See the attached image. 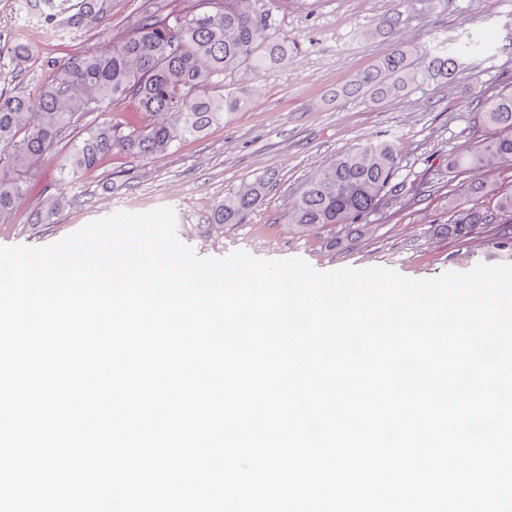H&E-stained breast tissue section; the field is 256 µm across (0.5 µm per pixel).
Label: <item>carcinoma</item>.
<instances>
[{"mask_svg": "<svg viewBox=\"0 0 512 512\" xmlns=\"http://www.w3.org/2000/svg\"><path fill=\"white\" fill-rule=\"evenodd\" d=\"M144 11L112 28V48L85 50L48 60L50 78L31 97L17 87L0 89V223L10 221L20 201L33 193L43 199L28 222L50 224L65 208L80 203L64 191H36L41 169L56 163L59 183L80 179L114 154L130 158L161 157L177 146L221 127L248 100L221 87L224 72L248 68H285L298 48L274 33L272 14L263 0H145ZM48 23L72 29L105 27L114 0H39ZM482 53L470 39L450 45L403 46L372 67L358 72L336 97L366 95L397 99L431 82L450 83L462 59ZM12 70L30 59L23 43L0 47ZM104 103L117 110L99 121L87 117ZM483 122L494 128L490 140L448 156V170L469 174L452 204L445 234L469 239L483 224H512V193H497V214L470 205L478 193L496 189L482 176L512 165V90L483 101ZM400 159L386 141L367 142L345 151L309 175L295 191L286 216L288 229L307 233L330 228L329 241L371 233L365 220L395 202L393 184ZM276 182L267 173L244 181L224 196L210 216V226L244 224ZM488 257L512 261V236L487 243Z\"/></svg>", "mask_w": 512, "mask_h": 512, "instance_id": "1", "label": "carcinoma"}]
</instances>
